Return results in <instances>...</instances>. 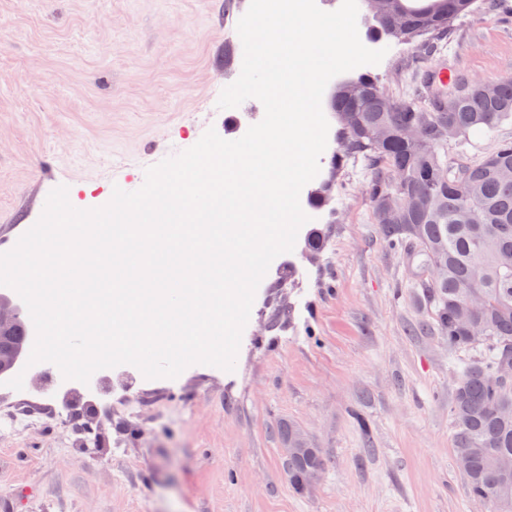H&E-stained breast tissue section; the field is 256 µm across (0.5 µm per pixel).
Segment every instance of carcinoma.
I'll use <instances>...</instances> for the list:
<instances>
[{"label":"carcinoma","mask_w":512,"mask_h":512,"mask_svg":"<svg viewBox=\"0 0 512 512\" xmlns=\"http://www.w3.org/2000/svg\"><path fill=\"white\" fill-rule=\"evenodd\" d=\"M376 34L397 43L420 39L435 55L455 23L491 13L496 0H361ZM409 90L385 93L371 76L340 81L331 97L343 151L333 163L354 162L370 171L365 185L371 211L390 196L396 220L372 215L387 245L407 255L414 285L423 289L448 347L469 353L451 406L454 449L471 450L462 473L469 495L490 496L502 485L512 491V475L499 462L512 459V384L495 380L500 362L512 360V178L498 173L512 167V141H501L477 161L450 159L448 124L456 139L494 132L512 120V76L475 80L453 112H442L439 97L425 92L426 75L415 71ZM440 264L433 281L428 269ZM479 294L485 341L474 344L458 314L467 298ZM11 343L24 351L22 314L0 302Z\"/></svg>","instance_id":"carcinoma-1"}]
</instances>
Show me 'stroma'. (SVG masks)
<instances>
[{"label":"stroma","mask_w":512,"mask_h":512,"mask_svg":"<svg viewBox=\"0 0 512 512\" xmlns=\"http://www.w3.org/2000/svg\"><path fill=\"white\" fill-rule=\"evenodd\" d=\"M249 0H0V242L57 186L78 209L114 188L140 189L146 168L192 147L207 129L236 140L259 123L254 98L217 100L241 71L236 25ZM358 67L401 94L429 62L470 78L512 74V23L501 12L458 22L435 60L415 45ZM308 184L322 195L255 295L234 371L193 364L148 379L126 366L104 380L85 417L82 388L47 392L44 363L23 389L0 383V512H492L469 495L453 455L449 411L460 355L435 325L402 254L372 222L351 167L332 165L338 124ZM317 230L328 242L310 250ZM360 410L370 429L352 419ZM91 425L105 442L86 448ZM322 449L319 481L283 476L289 432Z\"/></svg>","instance_id":"stroma-1"}]
</instances>
